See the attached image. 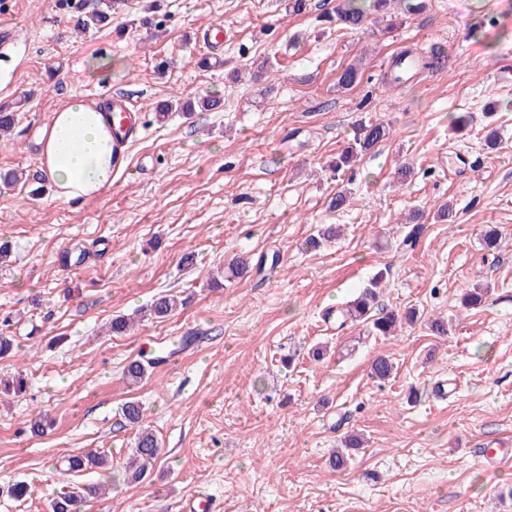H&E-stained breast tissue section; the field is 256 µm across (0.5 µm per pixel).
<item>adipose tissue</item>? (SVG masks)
<instances>
[{"mask_svg": "<svg viewBox=\"0 0 512 512\" xmlns=\"http://www.w3.org/2000/svg\"><path fill=\"white\" fill-rule=\"evenodd\" d=\"M40 143L43 170L60 200L100 194L123 164L106 112L80 98L53 113Z\"/></svg>", "mask_w": 512, "mask_h": 512, "instance_id": "ef3b65f1", "label": "adipose tissue"}]
</instances>
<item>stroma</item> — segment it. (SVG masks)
Segmentation results:
<instances>
[{"mask_svg":"<svg viewBox=\"0 0 512 512\" xmlns=\"http://www.w3.org/2000/svg\"><path fill=\"white\" fill-rule=\"evenodd\" d=\"M151 2L125 0L110 25L83 32L60 0H0V24L19 29L0 47V105L22 103L0 172L23 175L0 185V242L11 247L0 334L16 346L0 377L26 381L0 393V487L31 485L21 502L0 495V512H49L63 487L91 483L111 491L82 512H181L194 494L217 512H512V463L491 470L479 454L512 449V0H425L414 14L394 0L390 16L369 12L352 32L321 22L333 0L297 16L284 0H161L153 24L136 26ZM215 24L222 64L199 66ZM408 49L445 64L386 84ZM267 57L275 73L252 82ZM352 63L361 79L341 88ZM102 90L142 109L143 135L102 194L56 199L41 132L71 98ZM210 96L222 106L153 111ZM360 121L387 138L332 174ZM344 188L348 205L330 209ZM318 224L340 225L341 237L305 247ZM489 225L502 233L493 251ZM77 243L85 264L60 267L57 254ZM239 253L253 272L210 289ZM381 269L379 308L416 309L415 324L384 338L325 322ZM478 285L483 304L463 307ZM169 294L185 301L175 315L108 334L113 316ZM436 318L447 335L430 329ZM317 345L328 348L319 362ZM162 350L140 384L123 379L128 362ZM381 354L396 365L385 383L369 376ZM132 398L161 444L134 485L135 431L120 411ZM350 434L363 444L334 469ZM90 448L108 468L56 470Z\"/></svg>","mask_w":512,"mask_h":512,"instance_id":"35a3bbf8","label":"stroma"}]
</instances>
